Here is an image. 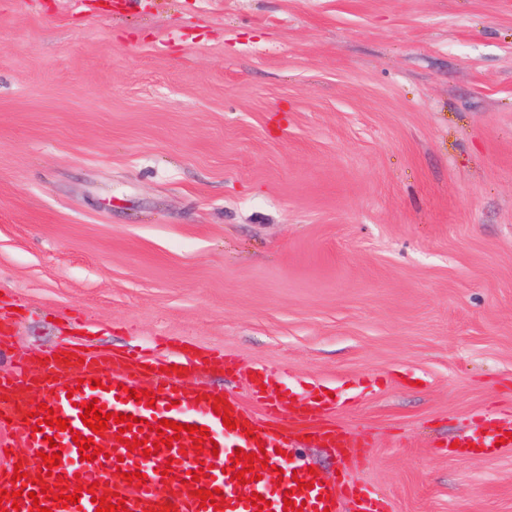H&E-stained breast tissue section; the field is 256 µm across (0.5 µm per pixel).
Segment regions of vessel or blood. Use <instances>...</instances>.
<instances>
[{"instance_id": "obj_1", "label": "vessel or blood", "mask_w": 512, "mask_h": 512, "mask_svg": "<svg viewBox=\"0 0 512 512\" xmlns=\"http://www.w3.org/2000/svg\"><path fill=\"white\" fill-rule=\"evenodd\" d=\"M155 358L141 350H128L120 354H89L80 349H70L64 361H31L21 364L19 373H0V458L10 457L18 463L23 476L11 480L0 475V490H25L20 501V512H31L32 495L41 485L64 482L68 490H80L79 502L62 508L55 501H47L51 512H96L95 498L101 497L102 482L113 478V491L124 499L127 512H284V496L301 504L303 512H343L344 503H352L354 512H382L383 506L368 489L352 482L347 474H337L334 480L310 474L305 464L286 465L284 455L277 449L283 446L284 433L312 437L325 447L347 452L351 444L347 433L328 421L332 399L321 396L319 390H310L307 397L298 399L280 380L263 368L256 369L249 378V394L263 411L254 416L237 401H230L227 410L233 415L236 426L227 428L223 416L213 410L215 391L200 387L194 393L180 391L178 381L186 371L206 363L220 367L225 373L237 370L235 361L227 355L202 350L176 358L175 369L160 371ZM100 379V387H91V379ZM146 390L155 399L154 405L136 403L129 398V390ZM41 394V402L30 399L31 393ZM100 401L106 411L146 419L153 426V433L138 429L120 431L118 424L109 422L106 430L93 432L80 418V403ZM54 408L58 418L68 420L69 430L54 426L36 430L31 411L39 403ZM208 428L210 440L202 453H192L188 433H181L171 447L160 448L158 454L145 457L140 452L128 450L117 442V433L126 438L157 440L155 431L161 420ZM92 439L101 446L102 454L93 461L82 460L79 448L72 440L73 432ZM505 435L504 428L470 436L459 441L455 454H469L472 448L492 449ZM61 446L62 463L50 469L47 466L31 468L38 452L49 451L51 445ZM257 452L265 449L269 462L283 469L280 483L269 478L241 484L232 480L229 470L234 463L237 449ZM208 464V476L190 480V472ZM140 472L145 476L143 486L115 480L116 472ZM312 482V489L299 490V483ZM220 489L226 502L222 510L213 505H201L196 489ZM260 494L268 505L256 510L250 502L253 494Z\"/></svg>"}]
</instances>
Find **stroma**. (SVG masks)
<instances>
[{"label":"stroma","instance_id":"stroma-1","mask_svg":"<svg viewBox=\"0 0 512 512\" xmlns=\"http://www.w3.org/2000/svg\"><path fill=\"white\" fill-rule=\"evenodd\" d=\"M17 358L168 340L336 390L389 512H512V0H0ZM505 432H511L510 436H512V425L503 424L502 427L494 428L487 433L472 435L466 440L459 441L455 448L449 449V451L457 455H467L478 449L511 448L512 440H510V436L505 435ZM500 438H505L508 443H499V446H496V441ZM470 444H475V448H470Z\"/></svg>","mask_w":512,"mask_h":512}]
</instances>
